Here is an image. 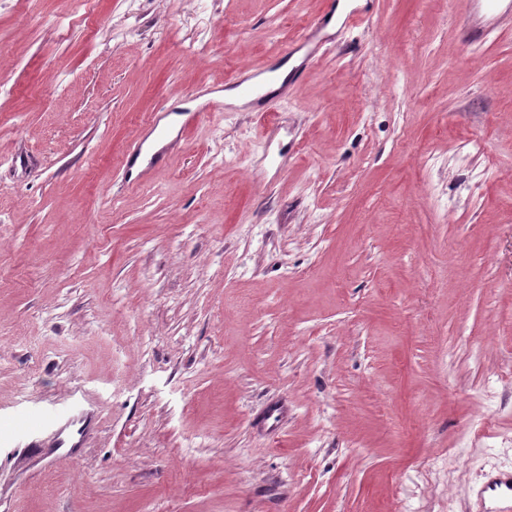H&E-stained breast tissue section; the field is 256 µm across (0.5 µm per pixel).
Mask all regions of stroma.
<instances>
[{"label":"stroma","mask_w":512,"mask_h":512,"mask_svg":"<svg viewBox=\"0 0 512 512\" xmlns=\"http://www.w3.org/2000/svg\"><path fill=\"white\" fill-rule=\"evenodd\" d=\"M95 2L0 0V512H476L512 468V23L368 0L288 59L324 0ZM288 60L269 115L201 113ZM74 399V455L9 443ZM481 1L475 0L477 7L476 9L466 16L461 24L460 31L465 42L474 44L481 42L488 29L495 24L498 20L506 16H512V2L510 0H486L489 5H495V9L488 13H482ZM501 2H508L503 4Z\"/></svg>","instance_id":"35a3bbf8"}]
</instances>
